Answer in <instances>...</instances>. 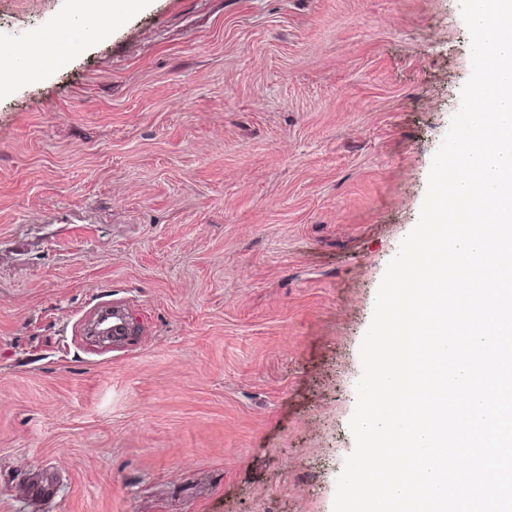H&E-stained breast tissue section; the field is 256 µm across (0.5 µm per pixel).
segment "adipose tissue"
Listing matches in <instances>:
<instances>
[{
    "mask_svg": "<svg viewBox=\"0 0 512 512\" xmlns=\"http://www.w3.org/2000/svg\"><path fill=\"white\" fill-rule=\"evenodd\" d=\"M140 0H73L69 17L33 41L0 46V91L22 82L43 80L50 69L75 55L69 47L71 32L82 31L84 40L99 38L109 21L136 11Z\"/></svg>",
    "mask_w": 512,
    "mask_h": 512,
    "instance_id": "1",
    "label": "adipose tissue"
}]
</instances>
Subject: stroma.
<instances>
[{
    "instance_id": "stroma-1",
    "label": "stroma",
    "mask_w": 512,
    "mask_h": 512,
    "mask_svg": "<svg viewBox=\"0 0 512 512\" xmlns=\"http://www.w3.org/2000/svg\"><path fill=\"white\" fill-rule=\"evenodd\" d=\"M470 74L459 0H145L0 96V512H333ZM112 305L141 336L91 345Z\"/></svg>"
}]
</instances>
